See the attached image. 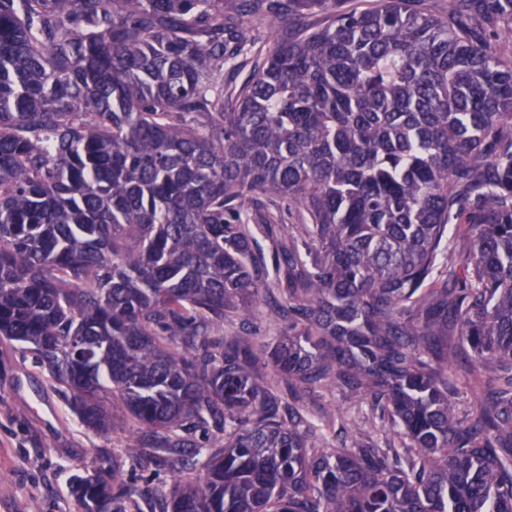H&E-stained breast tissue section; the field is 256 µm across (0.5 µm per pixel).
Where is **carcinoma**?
<instances>
[{"label":"carcinoma","instance_id":"obj_1","mask_svg":"<svg viewBox=\"0 0 512 512\" xmlns=\"http://www.w3.org/2000/svg\"><path fill=\"white\" fill-rule=\"evenodd\" d=\"M506 39L512 0H0V339L129 431L77 512H512ZM262 305L274 341L224 333ZM350 406L351 404L342 393L338 391L323 392V396L319 400V404L315 407H304V413L311 418H317L325 412L333 410H348Z\"/></svg>","mask_w":512,"mask_h":512}]
</instances>
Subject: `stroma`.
I'll use <instances>...</instances> for the list:
<instances>
[{
    "mask_svg": "<svg viewBox=\"0 0 512 512\" xmlns=\"http://www.w3.org/2000/svg\"><path fill=\"white\" fill-rule=\"evenodd\" d=\"M126 442L122 432L87 431L33 357L0 341V512L32 499L39 512H76L71 477L90 466L94 449L117 453Z\"/></svg>",
    "mask_w": 512,
    "mask_h": 512,
    "instance_id": "obj_1",
    "label": "stroma"
}]
</instances>
